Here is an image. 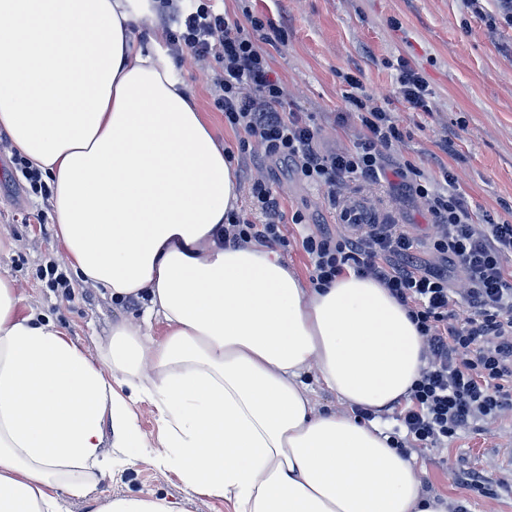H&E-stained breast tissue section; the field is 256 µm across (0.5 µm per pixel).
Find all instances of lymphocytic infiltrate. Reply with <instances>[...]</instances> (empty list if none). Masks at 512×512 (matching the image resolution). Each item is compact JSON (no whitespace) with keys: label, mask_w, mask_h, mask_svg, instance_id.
I'll return each instance as SVG.
<instances>
[{"label":"lymphocytic infiltrate","mask_w":512,"mask_h":512,"mask_svg":"<svg viewBox=\"0 0 512 512\" xmlns=\"http://www.w3.org/2000/svg\"><path fill=\"white\" fill-rule=\"evenodd\" d=\"M151 10L165 26L169 51L211 65L213 103L225 126L240 133L241 157L262 153L280 160L323 189L331 206L350 185H377L392 176L431 216L433 232L423 241L402 224L324 227L301 239L312 287L353 268L388 288L422 337L425 364L408 399L396 408L404 437L394 440V448L444 449L475 422L512 411V224L474 212L449 169L434 180L396 158L402 133L354 74L343 77L344 100L360 137L352 147L323 151L313 118L284 109L286 88L260 44L263 17L248 11L235 20L221 0H152ZM249 183L251 209L260 219L227 213L225 242L289 247L287 225L305 223V216L286 214L265 177ZM423 246L459 267L457 287H449L447 270L423 260Z\"/></svg>","instance_id":"lymphocytic-infiltrate-1"}]
</instances>
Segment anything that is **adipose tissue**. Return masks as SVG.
<instances>
[{"mask_svg": "<svg viewBox=\"0 0 512 512\" xmlns=\"http://www.w3.org/2000/svg\"><path fill=\"white\" fill-rule=\"evenodd\" d=\"M144 18L134 0H0V129L53 178L66 266L142 304L92 355L23 313L0 274V512H60L66 496L89 512H185L90 497L109 457L235 512H452L377 422L349 414L407 399L424 346L406 309L353 269L314 288L275 249L225 242L237 175L163 28L135 47ZM317 384L343 411L318 409ZM137 402L158 415L156 444ZM137 425L148 443L155 441L158 435L157 414L148 404H137L134 407Z\"/></svg>", "mask_w": 512, "mask_h": 512, "instance_id": "adipose-tissue-1", "label": "adipose tissue"}]
</instances>
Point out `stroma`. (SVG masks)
I'll use <instances>...</instances> for the list:
<instances>
[{
	"mask_svg": "<svg viewBox=\"0 0 512 512\" xmlns=\"http://www.w3.org/2000/svg\"><path fill=\"white\" fill-rule=\"evenodd\" d=\"M265 15L283 31L284 45L270 52V64L288 86L290 110L312 113L320 127V144L331 150L351 146L356 120L345 115L343 73L358 71L366 89L391 113L404 134L400 154L427 176L439 178L448 165L472 205L496 222L512 224V29L489 30L484 19L463 0H224L225 11L241 17L243 8ZM406 59L425 78L432 110L410 109L397 91L396 59ZM189 95L208 115L219 143L235 147L236 134L224 126V115L212 103L199 64L175 63ZM447 149H440V140ZM260 172L284 199L287 211H302L306 225H288L291 241L282 259L301 276L310 266L299 240L333 217L321 192L270 157ZM366 196L397 223L427 234L431 219L413 198L381 186H360ZM45 197L33 194L15 164L8 135L0 130V273L17 280L26 292L27 310L48 317L89 350L109 338L113 321L136 317V303L112 304L96 289L73 283L62 298L39 270L58 258L55 226ZM512 441V416L486 429L463 433L447 451L424 448L414 457L430 492L445 495L467 512H512V464L500 456ZM483 469L487 489L459 484L454 471ZM99 498L128 494L175 500L185 512H233L221 498H188L173 473L145 464L122 466L91 490Z\"/></svg>",
	"mask_w": 512,
	"mask_h": 512,
	"instance_id": "1",
	"label": "stroma"
}]
</instances>
